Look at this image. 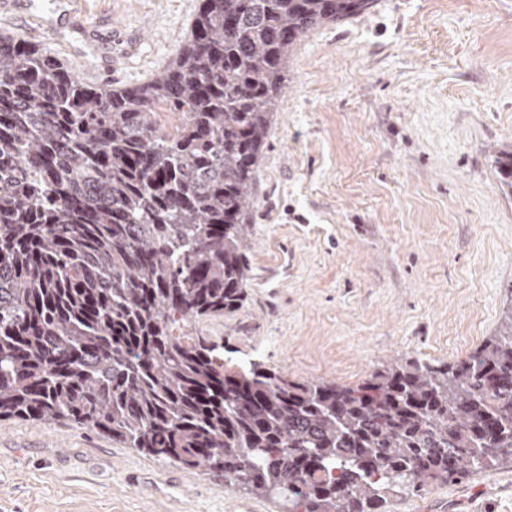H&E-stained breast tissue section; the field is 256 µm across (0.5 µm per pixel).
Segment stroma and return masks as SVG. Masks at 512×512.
Listing matches in <instances>:
<instances>
[{
	"instance_id": "obj_1",
	"label": "stroma",
	"mask_w": 512,
	"mask_h": 512,
	"mask_svg": "<svg viewBox=\"0 0 512 512\" xmlns=\"http://www.w3.org/2000/svg\"><path fill=\"white\" fill-rule=\"evenodd\" d=\"M38 47L89 85L149 81L199 0H26ZM96 29L100 49L85 42ZM512 0H377L288 59L252 188L238 311L177 334L292 383L355 387L393 362L455 363L512 307ZM286 512L204 467L72 423L0 420V512ZM384 512H512V459Z\"/></svg>"
}]
</instances>
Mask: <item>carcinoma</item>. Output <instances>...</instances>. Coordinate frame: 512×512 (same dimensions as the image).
I'll return each mask as SVG.
<instances>
[{"mask_svg":"<svg viewBox=\"0 0 512 512\" xmlns=\"http://www.w3.org/2000/svg\"><path fill=\"white\" fill-rule=\"evenodd\" d=\"M374 2L202 0L169 67L119 90L0 39L1 419L100 429L293 512H381L404 482L512 458V312L460 362L399 363L357 387L228 375L218 346L173 332L176 313L242 304L288 56ZM497 162L512 188V151Z\"/></svg>","mask_w":512,"mask_h":512,"instance_id":"obj_1","label":"carcinoma"}]
</instances>
